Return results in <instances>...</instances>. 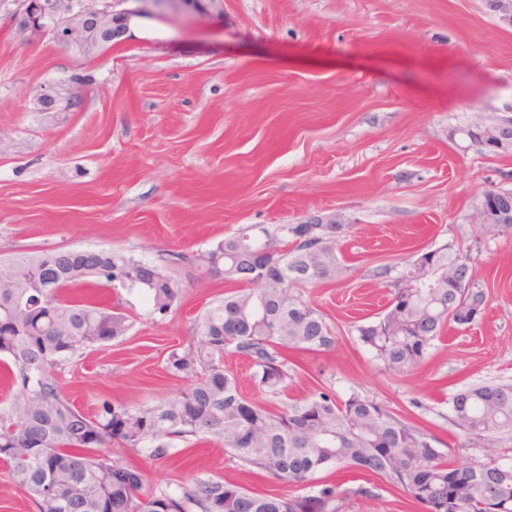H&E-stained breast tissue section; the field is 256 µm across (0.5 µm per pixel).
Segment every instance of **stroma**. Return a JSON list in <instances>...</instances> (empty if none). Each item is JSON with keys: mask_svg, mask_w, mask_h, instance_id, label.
Segmentation results:
<instances>
[{"mask_svg": "<svg viewBox=\"0 0 512 512\" xmlns=\"http://www.w3.org/2000/svg\"><path fill=\"white\" fill-rule=\"evenodd\" d=\"M16 8L0 0V262L60 247L150 263L185 256L172 269L185 285L172 314L152 321L142 297L122 295L130 334L58 371L80 409L152 403L184 388L163 359L225 290L197 279L188 256L246 224L333 214L351 227L337 244L347 271L304 295L336 345L289 352L288 399L357 391L459 445L449 392L512 382V235H486L478 215L488 189L512 190V153L467 135L512 117V27L487 0H222L218 17L145 20L89 57L20 38ZM53 80L82 100L63 120L36 110L40 86ZM447 244L471 251L485 310L449 326L419 365L390 372L356 332L389 301L373 271ZM125 460L152 487L201 473L258 495L304 492L219 443ZM314 480L373 488L375 499L349 496L341 512H422L372 473L326 469Z\"/></svg>", "mask_w": 512, "mask_h": 512, "instance_id": "35a3bbf8", "label": "stroma"}]
</instances>
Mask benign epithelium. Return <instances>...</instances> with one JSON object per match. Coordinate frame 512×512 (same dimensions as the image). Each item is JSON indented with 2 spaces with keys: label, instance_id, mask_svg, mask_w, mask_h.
<instances>
[{
  "label": "benign epithelium",
  "instance_id": "benign-epithelium-1",
  "mask_svg": "<svg viewBox=\"0 0 512 512\" xmlns=\"http://www.w3.org/2000/svg\"><path fill=\"white\" fill-rule=\"evenodd\" d=\"M220 0H18L15 28L22 37H49L72 51L92 49L99 42L122 38L131 24L157 16V9L171 5L179 12L206 17ZM501 23L512 27V0H488ZM80 99L64 81L45 83L36 97L39 112H76ZM483 146L512 149V118L485 127ZM480 223L511 224L512 193L501 192L489 205L482 203Z\"/></svg>",
  "mask_w": 512,
  "mask_h": 512
}]
</instances>
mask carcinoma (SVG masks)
Wrapping results in <instances>:
<instances>
[{
    "label": "carcinoma",
    "instance_id": "obj_1",
    "mask_svg": "<svg viewBox=\"0 0 512 512\" xmlns=\"http://www.w3.org/2000/svg\"><path fill=\"white\" fill-rule=\"evenodd\" d=\"M349 224H251L193 255L203 278L229 287L190 326L188 343L171 349L165 371L185 389L137 407L103 400L86 414L62 391L55 369L78 352L126 335L134 327L119 303L94 293L137 291L148 314L163 318L184 297L169 266L114 250L57 248L11 260L0 270V364L15 388L0 411V461L30 494L35 512H340L348 494L373 497L365 487L311 486L303 496H258L220 478L196 475L175 487L150 488L142 472L113 455L130 448L165 460L181 444L217 442L247 466L289 484L309 483L329 467H352L401 487L424 512H512V460L457 464L456 449L358 392L339 398L312 392L274 410L291 378L290 350L326 351L336 336L303 290L343 276L337 241ZM430 276L416 270L374 276L389 288L387 310L356 327L359 339L387 369L419 364L452 323L468 324L484 310L486 295L473 280L461 287L452 275L473 268L471 251L429 250ZM236 353L253 368L262 393L239 392L224 356ZM452 424L472 445L493 446L512 434V383L474 382L448 394Z\"/></svg>",
    "mask_w": 512,
    "mask_h": 512
}]
</instances>
